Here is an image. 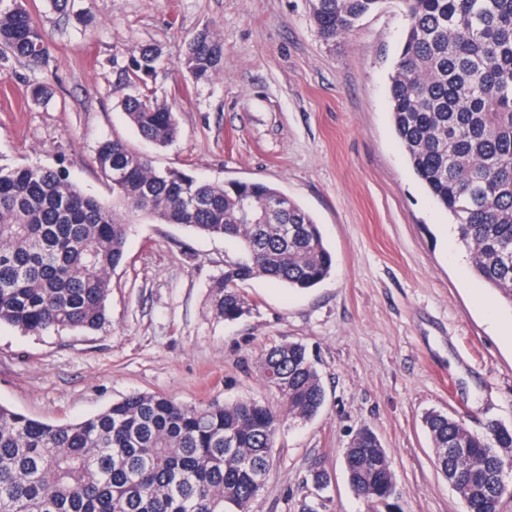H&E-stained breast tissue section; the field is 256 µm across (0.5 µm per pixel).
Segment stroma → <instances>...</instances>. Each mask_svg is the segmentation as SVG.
<instances>
[{"instance_id": "35a3bbf8", "label": "stroma", "mask_w": 512, "mask_h": 512, "mask_svg": "<svg viewBox=\"0 0 512 512\" xmlns=\"http://www.w3.org/2000/svg\"><path fill=\"white\" fill-rule=\"evenodd\" d=\"M50 44L45 69L0 61V164L66 170L103 202L94 164L116 136L158 169L258 180L306 209L333 254L322 284L266 278L251 304L219 318L211 283L239 251L221 237L133 218L100 330L24 333L0 325V403L52 424L88 418L132 393L199 406L282 404L261 377L264 348L307 346L326 391L318 416L285 422L264 490L248 512H371L342 450L361 427L388 452L403 512H465L436 469L422 424L436 410L473 431L512 423V307L471 272L448 214L414 174L395 134L389 86L406 20L384 0L345 37L323 40L308 0H29ZM211 28L223 69L194 81L188 40ZM144 45L162 65L147 81L179 121L167 148L144 142L120 107L124 69ZM48 82L49 101L29 88ZM331 477L317 490L310 473Z\"/></svg>"}]
</instances>
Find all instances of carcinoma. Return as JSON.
<instances>
[{"instance_id":"1","label":"carcinoma","mask_w":512,"mask_h":512,"mask_svg":"<svg viewBox=\"0 0 512 512\" xmlns=\"http://www.w3.org/2000/svg\"><path fill=\"white\" fill-rule=\"evenodd\" d=\"M383 0H310L327 41L350 32ZM406 34L390 83V112L409 163L456 226L473 275L512 307V0H402ZM42 70L49 47L28 0H0V56ZM158 49L139 48L123 109L158 148L178 135L172 107L140 89L156 72ZM224 44L206 27L190 38L183 65L207 81L223 64ZM95 163L112 205L81 190L61 170L0 165V324L24 333L96 331L107 322L112 271L124 260L136 214L238 243L212 282L217 316L250 312L240 284L264 277L312 288L332 269L319 224L263 182H211L152 161L119 138L99 142ZM280 201L263 223L241 218ZM266 384L282 397L186 406L164 395L133 393L99 413L53 425L0 404V512H247L267 483L275 436L285 419L307 421L325 390L307 348L274 344L261 355ZM423 423L434 464L454 485L465 512H499L512 486V425L482 432L430 411ZM470 450L467 464L454 451ZM351 487L372 512H402L394 473L378 436L362 427L343 452Z\"/></svg>"}]
</instances>
